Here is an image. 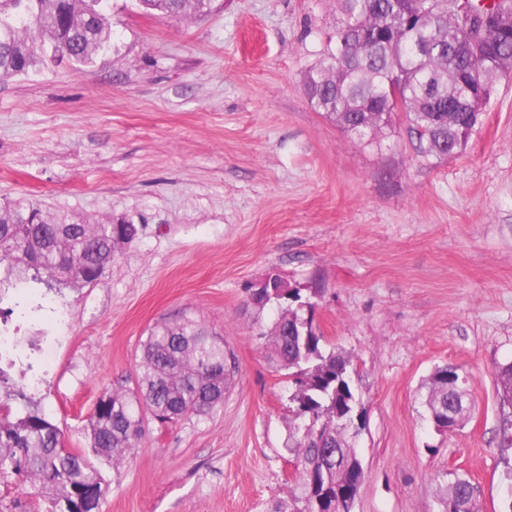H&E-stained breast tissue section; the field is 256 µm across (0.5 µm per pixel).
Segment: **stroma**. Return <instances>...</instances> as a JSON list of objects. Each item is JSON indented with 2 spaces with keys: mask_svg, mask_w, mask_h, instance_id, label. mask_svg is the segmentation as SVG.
I'll use <instances>...</instances> for the list:
<instances>
[{
  "mask_svg": "<svg viewBox=\"0 0 512 512\" xmlns=\"http://www.w3.org/2000/svg\"><path fill=\"white\" fill-rule=\"evenodd\" d=\"M114 51L0 82V201L27 198L90 222L134 224L93 284L18 291L8 323L56 336L41 388L0 373V403L39 411L86 448L101 390L131 386L154 325L185 316L224 341L223 405L146 423L134 457L102 470V512H273L294 467L284 372L267 360L277 277L315 302L327 345L353 357L366 477L353 512H439L450 473L477 512L508 484L495 371L512 361V75L497 81L463 149L424 159L403 122L356 143L311 106L335 0H214L183 21L112 0ZM458 367L473 409L440 432L419 389ZM0 473V512H37Z\"/></svg>",
  "mask_w": 512,
  "mask_h": 512,
  "instance_id": "1",
  "label": "stroma"
}]
</instances>
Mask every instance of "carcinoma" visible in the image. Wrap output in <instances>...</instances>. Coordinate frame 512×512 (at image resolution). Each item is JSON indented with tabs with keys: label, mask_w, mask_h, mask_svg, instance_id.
Listing matches in <instances>:
<instances>
[{
	"label": "carcinoma",
	"mask_w": 512,
	"mask_h": 512,
	"mask_svg": "<svg viewBox=\"0 0 512 512\" xmlns=\"http://www.w3.org/2000/svg\"><path fill=\"white\" fill-rule=\"evenodd\" d=\"M110 0H0V81L66 58L90 65L111 48ZM149 13L190 19L212 0H139ZM336 22L324 54L304 79L314 110L362 143L377 139L401 114L416 149L430 160L454 154L477 125L469 99L500 72L512 69V24L493 19L512 0H470L458 11L448 0H337ZM486 25L483 44L472 32ZM123 224H70L26 199L0 202V302L16 288L49 291L91 284L112 263ZM252 302L277 309L267 336L269 359L288 371L292 426L285 451L294 464L291 498L274 512H340L355 503L365 472L349 437L345 410L355 405L352 356L325 349L313 326V303L273 278ZM234 373L224 344L194 318L161 323L140 344L135 385L106 389L88 430L90 454L63 445L59 428L37 411L16 419L0 412V471L32 483L46 512H100L103 477L91 463L119 464L133 454L145 418L176 423L224 403ZM460 379L453 366L435 368L425 385L430 419L463 424L453 406ZM500 405L512 403V362L495 372ZM441 512H474L475 488L458 474L439 489Z\"/></svg>",
	"instance_id": "carcinoma-1"
}]
</instances>
